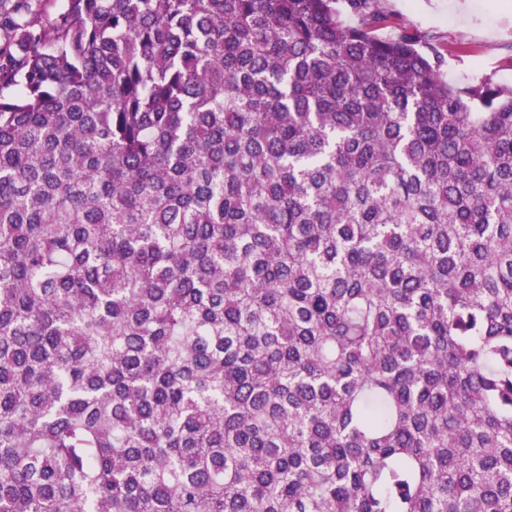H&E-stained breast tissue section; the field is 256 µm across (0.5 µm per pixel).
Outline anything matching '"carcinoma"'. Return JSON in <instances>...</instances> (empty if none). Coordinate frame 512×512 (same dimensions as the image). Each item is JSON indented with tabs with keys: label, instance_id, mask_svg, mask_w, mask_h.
Wrapping results in <instances>:
<instances>
[{
	"label": "carcinoma",
	"instance_id": "cac0c4a2",
	"mask_svg": "<svg viewBox=\"0 0 512 512\" xmlns=\"http://www.w3.org/2000/svg\"><path fill=\"white\" fill-rule=\"evenodd\" d=\"M374 2L0 12V512H512V86Z\"/></svg>",
	"mask_w": 512,
	"mask_h": 512
}]
</instances>
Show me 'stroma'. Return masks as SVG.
<instances>
[{"label":"stroma","instance_id":"obj_1","mask_svg":"<svg viewBox=\"0 0 512 512\" xmlns=\"http://www.w3.org/2000/svg\"><path fill=\"white\" fill-rule=\"evenodd\" d=\"M377 0L389 31L430 37L446 48L448 81L464 87L483 77L512 84V0Z\"/></svg>","mask_w":512,"mask_h":512}]
</instances>
